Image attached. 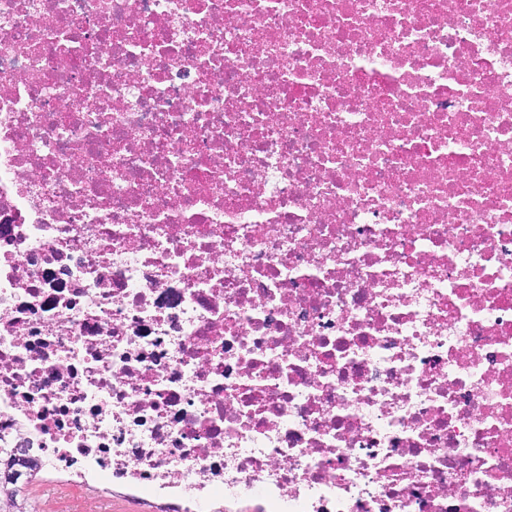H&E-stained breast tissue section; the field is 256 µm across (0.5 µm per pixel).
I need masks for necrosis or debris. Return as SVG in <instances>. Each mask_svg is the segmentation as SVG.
<instances>
[{
    "label": "necrosis or debris",
    "instance_id": "4bbe7bcc",
    "mask_svg": "<svg viewBox=\"0 0 512 512\" xmlns=\"http://www.w3.org/2000/svg\"><path fill=\"white\" fill-rule=\"evenodd\" d=\"M0 448L512 512V0H0Z\"/></svg>",
    "mask_w": 512,
    "mask_h": 512
}]
</instances>
